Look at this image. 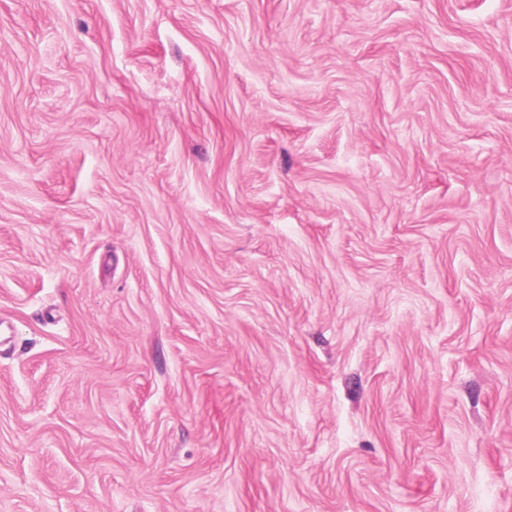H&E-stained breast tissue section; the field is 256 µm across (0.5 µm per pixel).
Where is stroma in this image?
Masks as SVG:
<instances>
[{"label": "stroma", "mask_w": 512, "mask_h": 512, "mask_svg": "<svg viewBox=\"0 0 512 512\" xmlns=\"http://www.w3.org/2000/svg\"><path fill=\"white\" fill-rule=\"evenodd\" d=\"M0 512H512V0H0Z\"/></svg>", "instance_id": "stroma-1"}]
</instances>
